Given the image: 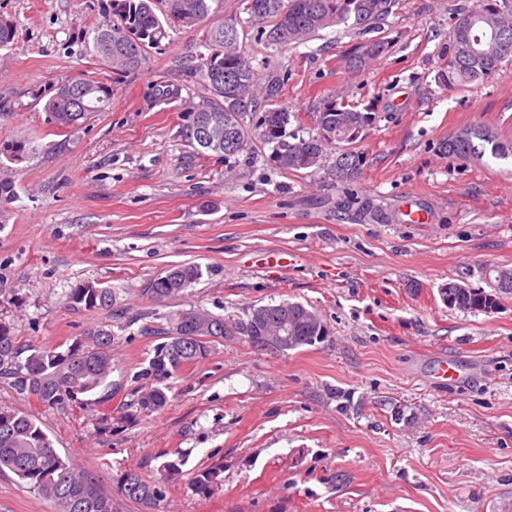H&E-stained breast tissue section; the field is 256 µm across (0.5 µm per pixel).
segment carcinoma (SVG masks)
<instances>
[{"instance_id": "cac0c4a2", "label": "carcinoma", "mask_w": 512, "mask_h": 512, "mask_svg": "<svg viewBox=\"0 0 512 512\" xmlns=\"http://www.w3.org/2000/svg\"><path fill=\"white\" fill-rule=\"evenodd\" d=\"M211 0H109L107 12L112 21L93 30L92 47L96 58L121 75L139 69L152 50L180 28H200L203 51L190 73L198 77L207 96L183 112L179 137L198 153H213L226 160L245 151L249 132L246 117L255 111L258 136L271 146L275 164L289 171L319 165L327 146L336 142H353L372 123L369 108L338 102L331 98L313 114L316 134L308 138L288 132L292 123H301L298 112L278 105L282 91L280 80L267 81L261 94L251 61L242 50L237 22H211ZM396 0H245V10L258 23L269 24L262 30L272 47L299 45L315 37L319 31L344 25L359 35L381 28L393 14ZM477 14L482 24L498 31L502 42L482 53L472 44L476 32L469 18ZM450 51L447 69L438 80L449 86L480 84L503 63L512 61V16L504 14L497 0H480L471 10H464L449 34ZM388 42L383 38L361 39L348 54L352 68L362 67L367 60L382 54ZM111 104L109 87L86 78H64L54 94L46 100L44 111L58 129L76 127L95 112L105 111ZM490 146L494 158H507L512 145L497 140L482 127L467 129L440 144L445 154L460 157L479 156ZM365 164L364 155L343 149L336 156L329 175L339 183L359 177ZM490 292L462 288L450 282L443 294L449 306L470 313H491L500 296L512 294V283L501 286L502 269L495 268ZM202 276L195 264L169 267L150 282L147 293L156 303L184 294ZM117 305L114 288L87 281L66 295L65 306L72 310L101 312L105 321L75 339L66 348L36 346L23 343L9 328L0 325V376L11 379L17 394L34 397L41 405L53 408L74 402L78 396L103 392L98 401L110 398L112 390V318ZM288 313V327L296 340L288 346L294 350L310 346L328 334L319 315L299 302L250 306L244 316L232 320L215 315L194 305L164 316L166 325L156 328L166 336L154 350L145 375L151 386L139 399L140 409L157 411L168 401V380L182 368L204 358L211 346L226 336H253L257 327L275 322ZM183 459L161 465L163 479H151L136 469L120 476L121 494L134 502L152 508L163 497V480L181 472ZM8 470L29 486L39 497L52 502L56 512H114L112 496L102 491L87 472L69 465L55 450L53 441L36 418L19 410L0 408V471ZM221 470L196 472L192 484L207 493L219 482Z\"/></svg>"}]
</instances>
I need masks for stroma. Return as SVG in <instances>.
Here are the masks:
<instances>
[{"label":"stroma","instance_id":"obj_1","mask_svg":"<svg viewBox=\"0 0 512 512\" xmlns=\"http://www.w3.org/2000/svg\"><path fill=\"white\" fill-rule=\"evenodd\" d=\"M475 2L398 0L388 49L353 71L345 27L280 50L243 0H212V20L245 31L259 82L284 81L300 136L327 98L371 107L355 143L366 164L341 185L333 146L284 171L257 140L227 163L182 142L180 115L206 94L187 69L197 30H171L118 77L92 53L107 0H0L16 31L0 49V323L30 344H71L103 319L65 305L87 281L116 288L121 311L108 403L47 408L0 378V407L34 415L115 512H512V294L467 313L442 293L457 280L490 290L488 269L512 268V157L438 150L474 126L512 143V61L480 86L437 79L456 14ZM65 77L106 83L110 108L56 129L43 106ZM408 205L427 223L404 222ZM181 263L202 269L190 296L154 303L150 281ZM283 300L313 308L328 336L283 353L225 337L170 379L163 409H140L157 315L192 303L234 318ZM444 359L457 379L437 377ZM179 457L154 510L121 495L124 471L156 478ZM212 466L221 484L197 493L194 472ZM0 512L55 506L6 471Z\"/></svg>","mask_w":512,"mask_h":512}]
</instances>
